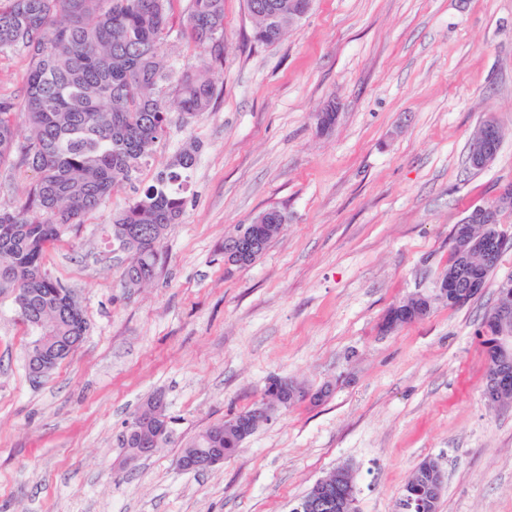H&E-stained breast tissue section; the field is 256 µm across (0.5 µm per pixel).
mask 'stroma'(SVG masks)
Wrapping results in <instances>:
<instances>
[{"mask_svg": "<svg viewBox=\"0 0 512 512\" xmlns=\"http://www.w3.org/2000/svg\"><path fill=\"white\" fill-rule=\"evenodd\" d=\"M250 30L245 0H224L220 93L195 119L170 109L138 174L149 183L198 142L155 278L128 287L105 232L123 186L44 252L87 322L48 377H29V335L0 294V512H292L344 465L357 512H397L427 457L447 476L438 512H512V405H488L477 335L512 248L469 303L379 329L392 304L434 291L455 225L512 183V0H314L278 43ZM489 116L504 138L475 169ZM270 207L287 215L278 237L226 271L225 238ZM273 376L331 393L281 410L224 463L182 470L184 444ZM157 392L174 434L124 468L125 423ZM503 131L492 119L487 118L468 147V162L475 169L488 166L496 157L494 145L503 139Z\"/></svg>", "mask_w": 512, "mask_h": 512, "instance_id": "stroma-1", "label": "stroma"}]
</instances>
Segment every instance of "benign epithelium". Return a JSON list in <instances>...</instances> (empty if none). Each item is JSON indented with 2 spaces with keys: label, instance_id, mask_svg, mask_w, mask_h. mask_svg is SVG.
I'll list each match as a JSON object with an SVG mask.
<instances>
[{
  "label": "benign epithelium",
  "instance_id": "1",
  "mask_svg": "<svg viewBox=\"0 0 512 512\" xmlns=\"http://www.w3.org/2000/svg\"><path fill=\"white\" fill-rule=\"evenodd\" d=\"M313 0H290L288 2V28L298 26L303 17L311 10ZM503 139V131L491 118L484 120L479 132L471 140L468 147V162L475 169L488 166L496 157L494 145ZM512 209V184L501 186L495 196L473 213L461 220L465 226L456 235L455 250L458 259L457 268L442 274L438 288L431 294H419L420 310L428 314L433 306L446 296L454 297L459 305L469 300V294H476L482 289L478 279H473L470 292L451 294L447 290L456 287L459 273L471 269V264H492L498 261L502 247L508 241L499 226L500 214ZM468 224H482L484 231L474 234L466 228ZM482 340L486 341L487 357L494 367V373L485 382L484 394L489 404H503L507 394V375L512 372V277H507L498 285L497 300L487 311V320L481 327ZM302 392V385L290 377H273L266 385L259 406L247 416H233L224 420V429L233 431L246 439L262 423L272 421L277 412L295 403ZM151 410L154 423L159 431L169 432L174 424L162 402H152ZM224 462L222 449L210 448L202 451L189 448L181 458V468L187 471H203L211 469ZM350 470L347 467L336 469L331 475L316 481L310 488L312 494L302 499L293 512H312L315 497L335 484L347 479Z\"/></svg>",
  "mask_w": 512,
  "mask_h": 512
}]
</instances>
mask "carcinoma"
<instances>
[{"label":"carcinoma","instance_id":"carcinoma-1","mask_svg":"<svg viewBox=\"0 0 512 512\" xmlns=\"http://www.w3.org/2000/svg\"><path fill=\"white\" fill-rule=\"evenodd\" d=\"M174 0H0V52L23 50L29 68L22 99L0 97V165L11 158L37 173L24 204L0 208V292L24 298L18 311L36 332L26 365L41 350L54 370L82 343L87 323L72 291L42 268V256L64 226L81 224L112 190L135 179L154 154L167 125L168 104L187 118L209 111L217 89L211 66L175 75L161 45L169 29ZM184 32L211 60H224V0H188ZM254 22L252 38L274 44L288 32L289 0H245ZM172 86L171 100L159 88ZM26 116L27 135L18 140L17 111ZM199 146L192 142L174 154L151 183L135 190L127 207L112 216V241L130 239L125 276L129 283L151 281L159 248L187 203ZM261 227L243 224L236 237L257 244L238 259L224 240V255L235 267L254 263L280 233L287 216L279 208ZM411 297L389 307L386 319L401 327L414 322ZM122 434L127 448H157L171 439L158 435L151 410L137 411ZM222 448L229 458L240 448L217 421L185 444ZM423 459L401 496L420 492L429 482Z\"/></svg>","mask_w":512,"mask_h":512}]
</instances>
